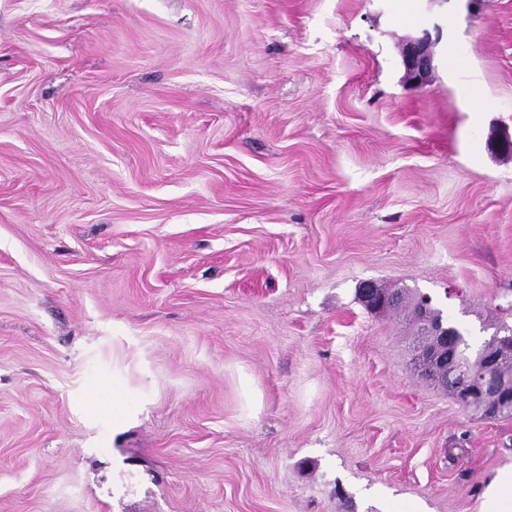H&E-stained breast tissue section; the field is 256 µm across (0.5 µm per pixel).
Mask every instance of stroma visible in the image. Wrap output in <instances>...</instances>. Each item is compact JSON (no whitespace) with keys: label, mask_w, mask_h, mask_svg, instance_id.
Returning a JSON list of instances; mask_svg holds the SVG:
<instances>
[{"label":"stroma","mask_w":512,"mask_h":512,"mask_svg":"<svg viewBox=\"0 0 512 512\" xmlns=\"http://www.w3.org/2000/svg\"><path fill=\"white\" fill-rule=\"evenodd\" d=\"M501 130L512 0H0V512H480L512 416L358 290L512 326ZM434 35L428 29L423 30L422 36L407 44L402 50L405 76L409 83L420 86L426 82L433 68L432 47L440 40L441 29L433 26ZM361 301L367 310L372 312L382 311L388 307H392L398 303L399 293H391L384 288L379 287L372 281L364 282L361 285ZM402 302V300H401ZM401 302L399 304H401ZM399 304L390 309H394Z\"/></svg>","instance_id":"1"}]
</instances>
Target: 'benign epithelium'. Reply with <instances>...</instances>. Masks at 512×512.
Instances as JSON below:
<instances>
[{
	"mask_svg": "<svg viewBox=\"0 0 512 512\" xmlns=\"http://www.w3.org/2000/svg\"><path fill=\"white\" fill-rule=\"evenodd\" d=\"M441 29L423 30L422 36L402 50L405 76L409 83L420 86L433 68L432 47L440 40ZM399 294L391 293L372 281L361 285V301L367 310L382 311L398 303ZM428 303L415 304L413 316L425 343L415 356V369L427 375L433 365L444 367L443 382L454 391L466 407L487 418L512 416V375L498 368L503 352L512 354V335L491 336L488 345L479 353V360L462 363L458 359L459 330L431 319Z\"/></svg>",
	"mask_w": 512,
	"mask_h": 512,
	"instance_id": "1",
	"label": "benign epithelium"
}]
</instances>
